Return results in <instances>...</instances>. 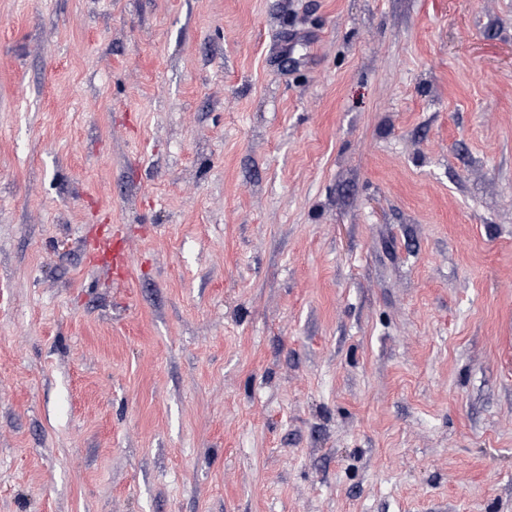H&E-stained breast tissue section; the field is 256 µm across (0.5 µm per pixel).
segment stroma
Returning <instances> with one entry per match:
<instances>
[{"mask_svg": "<svg viewBox=\"0 0 512 512\" xmlns=\"http://www.w3.org/2000/svg\"><path fill=\"white\" fill-rule=\"evenodd\" d=\"M0 512H512V0H0Z\"/></svg>", "mask_w": 512, "mask_h": 512, "instance_id": "obj_1", "label": "stroma"}]
</instances>
